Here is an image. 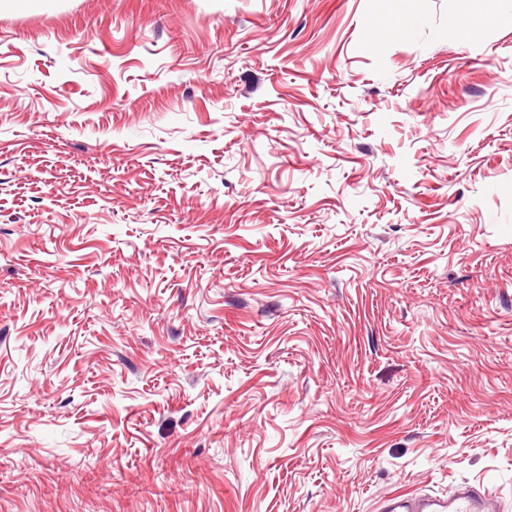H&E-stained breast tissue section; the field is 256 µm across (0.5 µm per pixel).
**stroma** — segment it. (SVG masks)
Here are the masks:
<instances>
[{
	"label": "stroma",
	"instance_id": "stroma-1",
	"mask_svg": "<svg viewBox=\"0 0 512 512\" xmlns=\"http://www.w3.org/2000/svg\"><path fill=\"white\" fill-rule=\"evenodd\" d=\"M511 6L0 7V512H512ZM384 512H497L492 499L472 486H461L452 494L441 497L433 495L404 496L389 499Z\"/></svg>",
	"mask_w": 512,
	"mask_h": 512
}]
</instances>
